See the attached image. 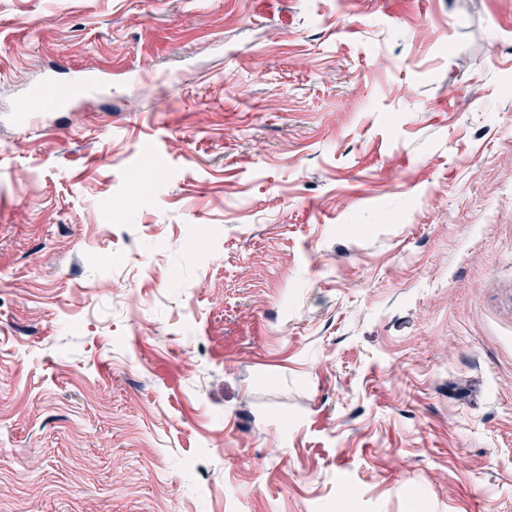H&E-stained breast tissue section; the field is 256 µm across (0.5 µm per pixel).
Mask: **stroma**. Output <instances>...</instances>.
Listing matches in <instances>:
<instances>
[{"mask_svg": "<svg viewBox=\"0 0 512 512\" xmlns=\"http://www.w3.org/2000/svg\"><path fill=\"white\" fill-rule=\"evenodd\" d=\"M0 512H512V0H0ZM67 98L58 90L55 75L50 74L41 85L30 89L18 102L15 109L18 124L28 125L36 112L64 111L69 108Z\"/></svg>", "mask_w": 512, "mask_h": 512, "instance_id": "stroma-1", "label": "stroma"}]
</instances>
